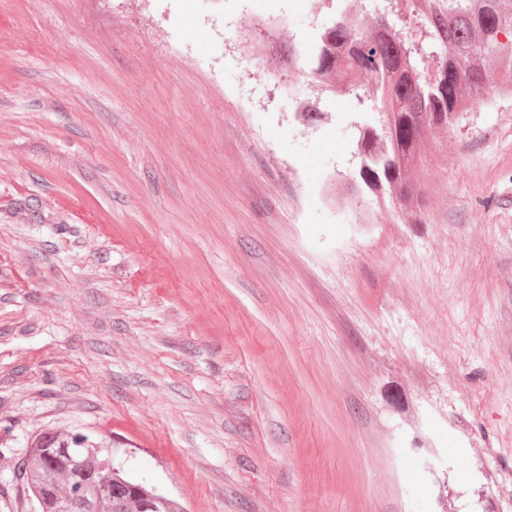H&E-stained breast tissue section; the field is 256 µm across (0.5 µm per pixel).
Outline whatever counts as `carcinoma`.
Instances as JSON below:
<instances>
[{
	"mask_svg": "<svg viewBox=\"0 0 512 512\" xmlns=\"http://www.w3.org/2000/svg\"><path fill=\"white\" fill-rule=\"evenodd\" d=\"M310 53L309 76L326 95H350L375 114L358 128V165L346 187L391 197L402 208L417 178L426 131L454 124L493 90L512 93V0H383L363 10L340 0ZM71 448L73 460L60 457ZM21 475L34 512H183L126 478L102 448L46 436L27 449Z\"/></svg>",
	"mask_w": 512,
	"mask_h": 512,
	"instance_id": "carcinoma-1",
	"label": "carcinoma"
}]
</instances>
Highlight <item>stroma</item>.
I'll use <instances>...</instances> for the list:
<instances>
[{
	"label": "stroma",
	"mask_w": 512,
	"mask_h": 512,
	"mask_svg": "<svg viewBox=\"0 0 512 512\" xmlns=\"http://www.w3.org/2000/svg\"><path fill=\"white\" fill-rule=\"evenodd\" d=\"M329 13L0 0V512L43 436L184 512H512V96L428 138L415 223L346 205Z\"/></svg>",
	"instance_id": "stroma-1"
}]
</instances>
